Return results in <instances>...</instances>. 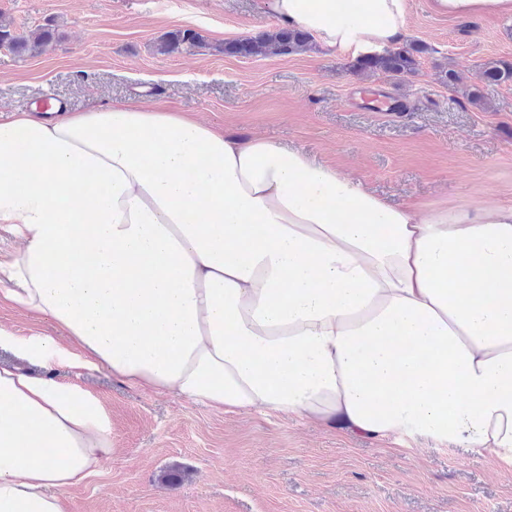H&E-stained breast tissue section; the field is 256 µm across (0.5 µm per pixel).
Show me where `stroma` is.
Instances as JSON below:
<instances>
[{
  "label": "stroma",
  "instance_id": "stroma-1",
  "mask_svg": "<svg viewBox=\"0 0 512 512\" xmlns=\"http://www.w3.org/2000/svg\"><path fill=\"white\" fill-rule=\"evenodd\" d=\"M18 32L52 25L38 56L0 49V116L47 99L81 112L143 98L236 135H261L361 180L393 202L512 205V83L466 90L479 68L512 61V19L451 20L408 0L419 67L352 71V55L313 43L290 55L220 53L275 30L257 0H0ZM192 29L194 53L162 54ZM455 71L457 87L441 83ZM51 376L96 396L112 417L110 459L65 492L70 512H512V471L465 448L373 439L269 411L230 414L130 384L107 371ZM199 34L192 29H178L158 44V51L163 54L193 52L203 48Z\"/></svg>",
  "mask_w": 512,
  "mask_h": 512
}]
</instances>
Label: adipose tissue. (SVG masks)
I'll use <instances>...</instances> for the list:
<instances>
[{"label":"adipose tissue","mask_w":512,"mask_h":512,"mask_svg":"<svg viewBox=\"0 0 512 512\" xmlns=\"http://www.w3.org/2000/svg\"><path fill=\"white\" fill-rule=\"evenodd\" d=\"M333 53L392 49L407 0H261ZM451 18L512 0H432ZM0 301L64 333L0 348V512H67L111 456L61 363L224 412L425 438L512 469V207L395 204L264 137L118 102L0 121Z\"/></svg>","instance_id":"obj_1"}]
</instances>
